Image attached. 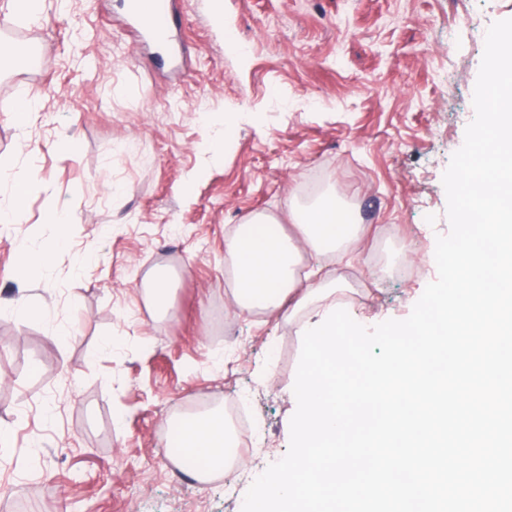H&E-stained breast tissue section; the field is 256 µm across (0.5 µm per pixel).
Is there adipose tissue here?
Returning <instances> with one entry per match:
<instances>
[{
	"instance_id": "adipose-tissue-1",
	"label": "adipose tissue",
	"mask_w": 512,
	"mask_h": 512,
	"mask_svg": "<svg viewBox=\"0 0 512 512\" xmlns=\"http://www.w3.org/2000/svg\"><path fill=\"white\" fill-rule=\"evenodd\" d=\"M297 235L279 230L273 219L257 214L238 225L225 248L234 278L233 304L241 313L296 312L314 306L323 314L335 305V290L321 267L304 266L305 252L344 259L356 248L359 225L353 224L335 194H322L311 205L290 207ZM176 443L202 467L236 462L223 414L187 417L175 423Z\"/></svg>"
}]
</instances>
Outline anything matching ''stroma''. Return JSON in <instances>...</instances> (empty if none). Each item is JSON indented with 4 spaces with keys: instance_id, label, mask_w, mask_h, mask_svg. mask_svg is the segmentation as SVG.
Masks as SVG:
<instances>
[{
    "instance_id": "35a3bbf8",
    "label": "stroma",
    "mask_w": 512,
    "mask_h": 512,
    "mask_svg": "<svg viewBox=\"0 0 512 512\" xmlns=\"http://www.w3.org/2000/svg\"><path fill=\"white\" fill-rule=\"evenodd\" d=\"M170 49L124 0H0V170L29 171L25 224L0 225V512H242L290 443L288 391L312 315L236 314L225 245L256 212L335 186L364 227L350 262L309 256L373 327L437 277L442 176L475 116L488 27L512 0H177ZM246 47L239 59L232 43ZM224 140L223 153L210 144ZM69 246L18 275L22 246ZM419 266L408 281L405 264ZM171 277L160 313L143 286ZM26 317L13 311L15 303ZM244 396L245 466L200 480L174 421Z\"/></svg>"
}]
</instances>
